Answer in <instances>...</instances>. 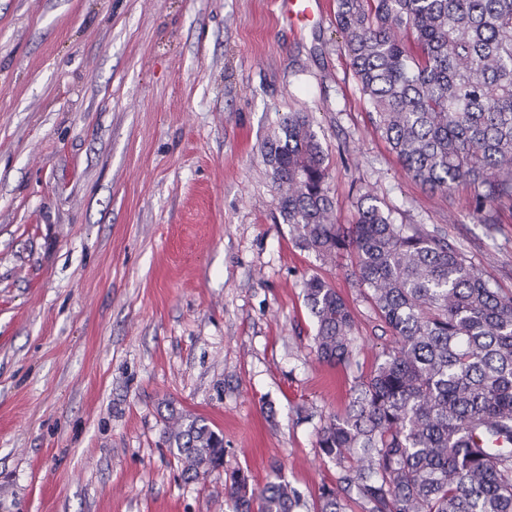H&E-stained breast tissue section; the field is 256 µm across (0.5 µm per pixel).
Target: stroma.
<instances>
[{"label":"stroma","mask_w":512,"mask_h":512,"mask_svg":"<svg viewBox=\"0 0 512 512\" xmlns=\"http://www.w3.org/2000/svg\"><path fill=\"white\" fill-rule=\"evenodd\" d=\"M0 0V512H225L235 471L313 500L316 447L391 338L349 275L297 248L267 139L312 113L336 221L371 193L512 294V211L425 190L373 123L334 0ZM354 311L350 365L316 360L310 275ZM224 464L184 477L170 411Z\"/></svg>","instance_id":"obj_1"}]
</instances>
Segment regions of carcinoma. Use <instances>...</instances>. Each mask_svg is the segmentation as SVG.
Here are the masks:
<instances>
[{
	"mask_svg": "<svg viewBox=\"0 0 512 512\" xmlns=\"http://www.w3.org/2000/svg\"><path fill=\"white\" fill-rule=\"evenodd\" d=\"M336 26L375 125L401 167L431 192L473 188L472 216L512 208V0H335ZM278 209L296 245L323 262L351 257L392 345L317 431L339 471L317 512H512V296L439 235L398 224L360 197L335 222L327 154L308 112H289L264 145ZM313 349L350 361L354 315L328 282H303ZM166 442L186 478L224 463L206 419L180 415ZM228 512H299V489L257 487L236 471Z\"/></svg>",
	"mask_w": 512,
	"mask_h": 512,
	"instance_id": "obj_1",
	"label": "carcinoma"
}]
</instances>
